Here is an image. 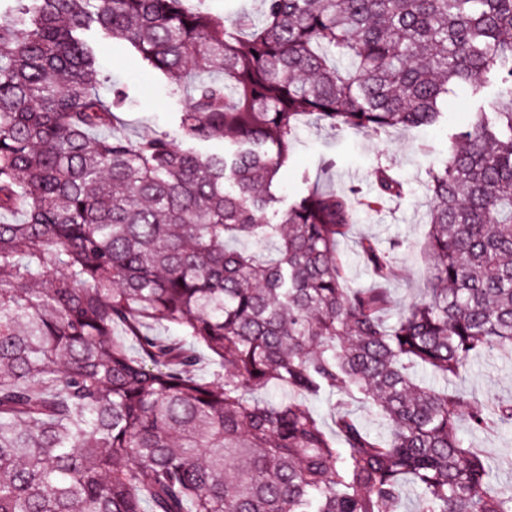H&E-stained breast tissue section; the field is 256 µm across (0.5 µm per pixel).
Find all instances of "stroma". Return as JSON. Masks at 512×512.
<instances>
[{"instance_id": "35a3bbf8", "label": "stroma", "mask_w": 512, "mask_h": 512, "mask_svg": "<svg viewBox=\"0 0 512 512\" xmlns=\"http://www.w3.org/2000/svg\"><path fill=\"white\" fill-rule=\"evenodd\" d=\"M101 81L98 93L111 101L113 88L128 96L118 114L117 127L130 139L166 134L177 137V115L190 100L166 78L147 66L123 44L99 36ZM495 90L486 87L472 94L469 87L455 88L448 100V122L418 129H395L376 136L368 132L332 127L309 118L302 121L290 146L287 168L280 175L283 204L304 195L309 187L340 190L355 184L371 192L377 165L388 166L406 184L407 194L378 210H363L353 225L343 249L349 262L348 285L366 288L369 269L359 253L361 239L374 240L391 251L399 276L390 285L395 306L422 296L430 286V258L426 252L430 196L427 176L448 155V125L467 119L470 113L492 111ZM455 388L479 398L512 397V353L492 351L470 362L453 382ZM463 437L483 449L495 484H512V430L474 432Z\"/></svg>"}]
</instances>
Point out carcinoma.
I'll use <instances>...</instances> for the list:
<instances>
[{"label": "carcinoma", "instance_id": "cac0c4a2", "mask_svg": "<svg viewBox=\"0 0 512 512\" xmlns=\"http://www.w3.org/2000/svg\"><path fill=\"white\" fill-rule=\"evenodd\" d=\"M0 16V512H512L460 429L512 428V399L448 381L512 348V0H15ZM101 31L192 104L180 141L116 134ZM219 72L220 80L193 79ZM496 111L451 129L429 173L430 293L392 322L397 268L346 287L360 208L405 195L312 188L265 219L301 119L386 133L440 123L448 90ZM222 140L224 152L197 143ZM266 240L274 257L231 241ZM158 327L176 336H159ZM220 361L196 374V348ZM273 387L277 401L252 391ZM334 396V433L306 401ZM377 407L385 433L348 404ZM210 13L224 17L237 10H242L259 17L261 4L259 0H205L203 5Z\"/></svg>", "mask_w": 512, "mask_h": 512}]
</instances>
